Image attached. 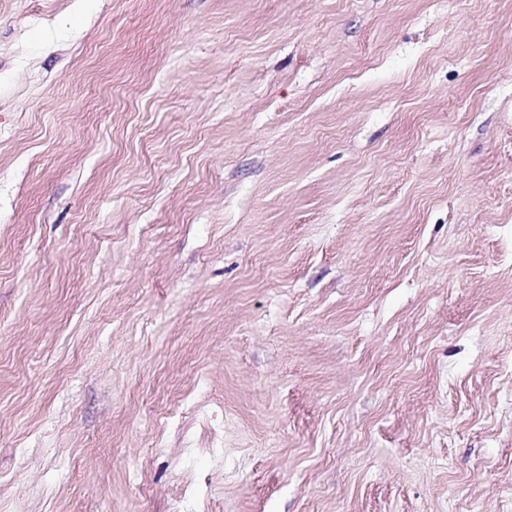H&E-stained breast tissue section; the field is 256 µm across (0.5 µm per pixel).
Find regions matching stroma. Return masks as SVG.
<instances>
[{"label":"stroma","mask_w":512,"mask_h":512,"mask_svg":"<svg viewBox=\"0 0 512 512\" xmlns=\"http://www.w3.org/2000/svg\"><path fill=\"white\" fill-rule=\"evenodd\" d=\"M0 512H512V0H0Z\"/></svg>","instance_id":"obj_1"}]
</instances>
